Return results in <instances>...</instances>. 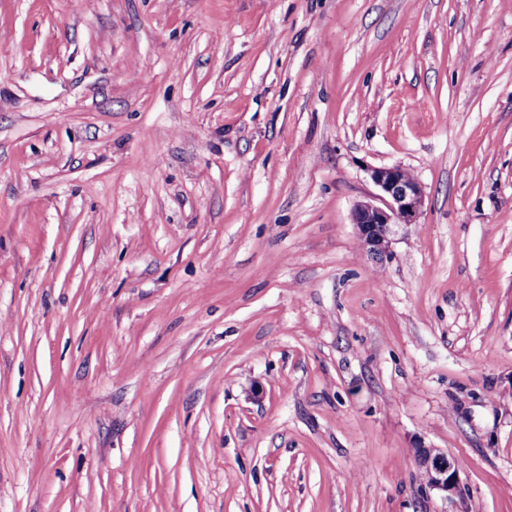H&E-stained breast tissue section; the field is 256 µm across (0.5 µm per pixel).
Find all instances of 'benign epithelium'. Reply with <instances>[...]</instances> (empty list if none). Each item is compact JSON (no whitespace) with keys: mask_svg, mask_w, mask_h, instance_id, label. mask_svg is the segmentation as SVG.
Listing matches in <instances>:
<instances>
[{"mask_svg":"<svg viewBox=\"0 0 512 512\" xmlns=\"http://www.w3.org/2000/svg\"><path fill=\"white\" fill-rule=\"evenodd\" d=\"M371 179L381 191L379 203L358 204L353 223L366 250L382 260L390 257L393 227L417 223L424 196L420 183L400 166L374 168ZM416 459L427 474L430 489L444 493L447 499L458 494L460 465L457 459L438 448H418Z\"/></svg>","mask_w":512,"mask_h":512,"instance_id":"obj_1","label":"benign epithelium"}]
</instances>
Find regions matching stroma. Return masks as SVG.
<instances>
[{
    "label": "stroma",
    "mask_w": 512,
    "mask_h": 512,
    "mask_svg": "<svg viewBox=\"0 0 512 512\" xmlns=\"http://www.w3.org/2000/svg\"><path fill=\"white\" fill-rule=\"evenodd\" d=\"M0 512H512V0H0ZM370 176L382 192L380 204H358L353 213V222L366 250L378 260H383L391 255L393 227L417 224L424 204L423 189L400 166L375 168ZM416 459L427 474V486L451 499L459 492L460 465L457 459L438 448L416 449Z\"/></svg>",
    "instance_id": "stroma-1"
}]
</instances>
